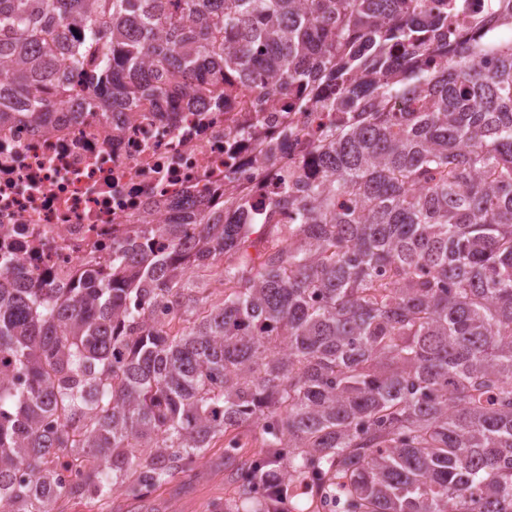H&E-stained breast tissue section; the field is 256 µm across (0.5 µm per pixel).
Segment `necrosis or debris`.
Wrapping results in <instances>:
<instances>
[{
	"label": "necrosis or debris",
	"instance_id": "1",
	"mask_svg": "<svg viewBox=\"0 0 512 512\" xmlns=\"http://www.w3.org/2000/svg\"><path fill=\"white\" fill-rule=\"evenodd\" d=\"M178 106L173 123L153 101L108 118L67 113L40 127L20 114L0 124V262L70 284L110 268L113 246L141 224L169 223V202L276 189L282 162L265 161L238 133L246 98L232 113L194 95Z\"/></svg>",
	"mask_w": 512,
	"mask_h": 512
}]
</instances>
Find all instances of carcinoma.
Instances as JSON below:
<instances>
[{
	"instance_id": "cac0c4a2",
	"label": "carcinoma",
	"mask_w": 512,
	"mask_h": 512,
	"mask_svg": "<svg viewBox=\"0 0 512 512\" xmlns=\"http://www.w3.org/2000/svg\"><path fill=\"white\" fill-rule=\"evenodd\" d=\"M489 2L450 40L448 0H0L1 123L47 125L74 74L103 114L258 84L315 121L258 141L300 155L277 192L180 206L109 271L0 264V512L143 501L215 448V512H295L307 481L337 512H512V0Z\"/></svg>"
}]
</instances>
